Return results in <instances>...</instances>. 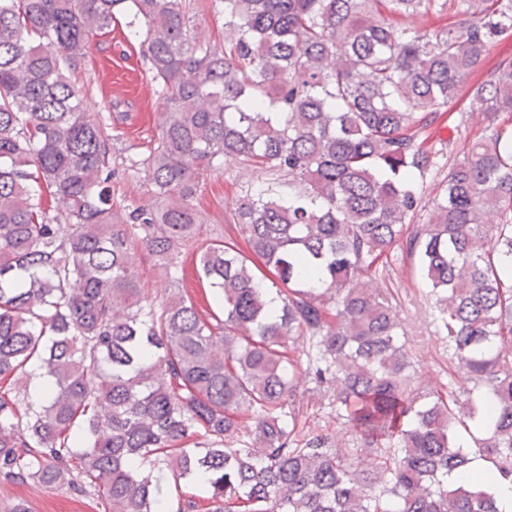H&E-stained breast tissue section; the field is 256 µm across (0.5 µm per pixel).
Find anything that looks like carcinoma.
Masks as SVG:
<instances>
[{"label": "carcinoma", "mask_w": 512, "mask_h": 512, "mask_svg": "<svg viewBox=\"0 0 512 512\" xmlns=\"http://www.w3.org/2000/svg\"><path fill=\"white\" fill-rule=\"evenodd\" d=\"M194 2L0 0V478L108 512H166L168 491L199 479L206 496L177 512H499L512 131L497 118L512 112V54L464 79L512 40V0H221L222 44L192 42ZM429 14L447 21L395 22ZM119 15L161 105L128 164L153 205L131 210L112 204V141L72 79ZM476 115L482 136L448 155ZM226 162L274 178L239 199L233 236L200 245L197 185ZM431 173L444 193L429 207ZM398 246L462 371L444 396L414 387L395 296L371 287ZM191 250L217 312L176 286ZM147 258L174 293L142 287ZM307 336L319 353L302 369L288 347ZM307 382L335 393L372 460L304 432ZM460 394L485 433L476 455ZM478 456L497 475L470 474Z\"/></svg>", "instance_id": "carcinoma-1"}]
</instances>
